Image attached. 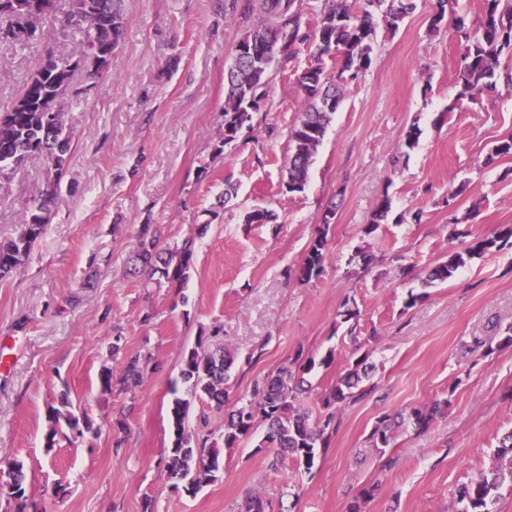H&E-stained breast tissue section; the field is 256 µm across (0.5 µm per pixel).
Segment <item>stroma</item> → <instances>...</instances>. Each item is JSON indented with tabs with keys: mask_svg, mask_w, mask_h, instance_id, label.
<instances>
[{
	"mask_svg": "<svg viewBox=\"0 0 512 512\" xmlns=\"http://www.w3.org/2000/svg\"><path fill=\"white\" fill-rule=\"evenodd\" d=\"M398 30L378 22L372 64L349 86L309 170L306 189H282L291 128L306 104L298 48L273 69L268 95L244 140L216 152L224 131V76L257 22L232 0H123L124 38L103 75L76 71L65 104L73 141L60 201L41 238L0 280V462L25 465L40 512H246L261 492L278 512H459L458 488L489 470L512 431V246L473 260L447 283L420 291L425 268L464 245V232L512 225V156L492 151L512 136V52L496 91L458 101L462 34L478 35L484 0H415ZM81 36L53 29L0 50V110L46 52L70 57ZM419 125L414 150L406 130ZM46 181L42 158L13 172L0 192V239L13 236L24 203ZM237 195L221 203L226 186ZM392 209L373 234L376 203ZM331 223L323 218L330 203ZM265 207L270 224H247ZM162 224L169 245L193 239L184 287L145 285L128 262L141 225ZM329 240L323 272L298 270L318 227ZM375 257L362 269L356 247ZM357 334L378 333L373 391L342 410L311 470L272 466L262 432L225 450L216 481L188 493L169 479L170 407L183 389L185 352L235 351L230 400L293 358H317L308 379L333 385L354 346L339 323L345 301ZM332 365H320L326 355ZM148 359L140 386H101L130 358ZM68 396L86 433L52 425ZM445 415L378 453L370 433L383 415L434 400ZM370 499H362L365 489Z\"/></svg>",
	"mask_w": 512,
	"mask_h": 512,
	"instance_id": "1",
	"label": "stroma"
}]
</instances>
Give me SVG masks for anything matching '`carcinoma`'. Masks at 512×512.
<instances>
[{
    "label": "carcinoma",
    "mask_w": 512,
    "mask_h": 512,
    "mask_svg": "<svg viewBox=\"0 0 512 512\" xmlns=\"http://www.w3.org/2000/svg\"><path fill=\"white\" fill-rule=\"evenodd\" d=\"M122 0H0V48L25 42L39 35L47 19L60 16L61 32L77 30L82 33L85 68L107 67L112 52L124 35ZM260 9L261 20L241 43L254 45L260 53L267 50L266 42L272 30L284 28L289 46L309 47V67L298 77V85L308 106L299 124L291 132L293 143L287 180L290 192L301 193L308 183L309 168L322 144L332 115L344 98L347 85L357 82L372 64V42L377 19L386 22L395 31L410 14L413 0H363L351 9L346 0H336L314 26L303 23L300 5L296 0H246L249 12ZM512 50V0H485L483 32L475 38L465 37L462 47V65L458 79L461 86L458 99L475 100L495 90L492 81L500 56ZM340 60L336 78L325 71V58ZM70 61L49 51L35 65L34 71L21 94L9 108L0 112V191L11 174L28 158L39 156L46 164L50 177L43 191L25 204L26 219L16 234L0 240V279L10 275L28 256L34 243L49 223L58 203L57 189L60 175L66 167L71 150L72 132L65 123V112L56 113L55 121L47 124L45 106L51 100L66 99L74 71L65 68ZM272 65L267 61H234L224 79V125H253L254 113L261 109L267 97ZM391 201L383 197L376 204L372 223L365 233L370 235L387 218ZM327 226L318 231L309 245L299 268V277L309 282L321 275L328 249ZM512 239V226L504 225L492 236L475 234L460 251L431 267L422 281L430 287L448 281L475 258L497 250ZM193 258L192 242L180 247L165 246L164 229L158 224L141 225L138 246L134 252L132 274L146 283L166 281L180 287L189 276ZM342 322L350 324L347 332L353 343L360 311L356 302L347 301L339 312ZM365 351L349 363L334 385L318 397V413L313 415L302 408L304 394L311 387L304 386L299 372L309 373L315 360L297 354L289 364L277 368L253 385L249 398L236 402L224 417V447L231 449L242 439L251 436L261 425L265 435L257 448L273 451L271 466L290 459L299 468L309 471L316 458L328 448L329 430L335 427L339 412L346 405L366 396V386L373 365L368 363ZM233 358L222 348L206 349L197 344L183 358L181 376L188 383L187 397H176L171 407L172 448L167 464L168 478L187 484L186 490L195 492L216 480L224 466V456L216 446L213 432L205 434L190 426L191 399L207 401L211 408L221 410L229 401L228 371ZM146 363L135 357L122 368L119 377L104 375L105 388L116 382L125 387L140 385L145 376ZM448 405L446 400H435L415 406L394 417L377 420L370 440L383 453L395 446L400 434L408 429L427 431ZM502 460L478 478L459 488L461 512H491L490 502L504 483L512 486V432L501 441ZM6 468L13 473V487L20 501L19 509L28 507L25 499L23 465L9 462Z\"/></svg>",
    "instance_id": "1"
}]
</instances>
